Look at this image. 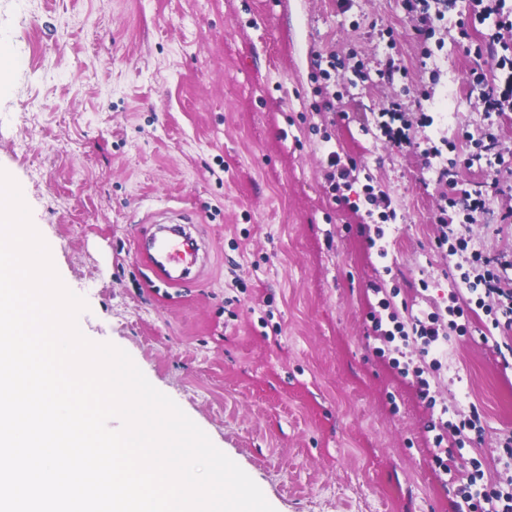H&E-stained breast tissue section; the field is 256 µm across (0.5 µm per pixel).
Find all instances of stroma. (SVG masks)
I'll use <instances>...</instances> for the list:
<instances>
[{"instance_id": "35a3bbf8", "label": "stroma", "mask_w": 512, "mask_h": 512, "mask_svg": "<svg viewBox=\"0 0 512 512\" xmlns=\"http://www.w3.org/2000/svg\"><path fill=\"white\" fill-rule=\"evenodd\" d=\"M507 19L512 0L484 19L447 0L429 26L406 0H0L20 62L0 85V169L87 301L81 332L127 351L275 512H448L428 426L472 403L484 432L463 466L505 474L512 365L483 339L490 316L458 318L430 406L366 315L444 312L470 252L512 290V111L483 103L512 76V35L491 40ZM394 99L412 148L380 127ZM331 151L358 163L340 203ZM369 185L394 218L368 216ZM164 208L198 216L197 284L164 285L136 251ZM444 210L467 253L436 247Z\"/></svg>"}]
</instances>
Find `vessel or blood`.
Wrapping results in <instances>:
<instances>
[{"instance_id":"1","label":"vessel or blood","mask_w":512,"mask_h":512,"mask_svg":"<svg viewBox=\"0 0 512 512\" xmlns=\"http://www.w3.org/2000/svg\"><path fill=\"white\" fill-rule=\"evenodd\" d=\"M202 248V242L182 222L152 221L149 230L140 233L136 241L137 253L147 258L155 275L173 284L197 280L204 265Z\"/></svg>"}]
</instances>
